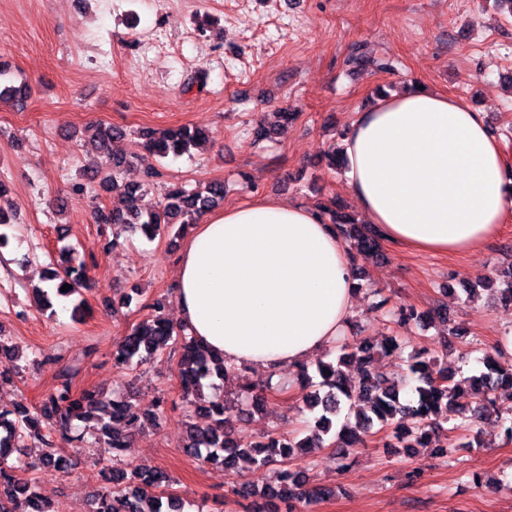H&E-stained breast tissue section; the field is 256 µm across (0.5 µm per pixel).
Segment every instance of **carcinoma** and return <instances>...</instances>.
I'll list each match as a JSON object with an SVG mask.
<instances>
[{
  "label": "carcinoma",
  "mask_w": 512,
  "mask_h": 512,
  "mask_svg": "<svg viewBox=\"0 0 512 512\" xmlns=\"http://www.w3.org/2000/svg\"><path fill=\"white\" fill-rule=\"evenodd\" d=\"M10 79L8 64L0 61V102L13 100L17 91L7 85ZM125 137L119 127L99 124L90 136L87 153L96 171H105V179L112 189L122 193L125 206L119 210L98 209L95 219L99 224L121 226L140 231L148 240L197 223L205 211L224 201V183L211 182L203 189L174 186L167 190L156 206L142 207V198L157 171L150 169L142 183L122 181L123 170L136 158V153H116L112 144ZM206 138L201 126H181L161 132L144 133L141 148L161 159L180 157ZM322 214L351 251L364 256H376L381 249V238L369 224H358L345 219L328 206ZM47 279L57 281L56 290L33 289V298L43 310H53L59 298L82 296L90 285L85 259L69 248L62 254L59 268ZM65 284L70 289L61 291ZM151 313L133 325L114 354V364L135 370L166 350L178 353L177 377L187 404L208 419L205 425H186L183 447L196 454L205 463H220L224 469L236 468L244 459L251 466H281L274 483L262 488L245 485L234 490L237 495L262 500L254 512H295L296 504L315 503L336 494L321 486H307L304 473L292 469V459L303 448H336L342 459L349 458L369 439L381 432H390L396 439L386 443L388 448L425 447L444 430L448 415L455 411L454 400L466 393L474 399L469 412L474 419L487 417L497 411L502 399H512V365L500 363L493 355L484 353V370L471 375L461 385L448 374V366L440 358L423 350L410 357L407 372L390 376L375 366L377 355H391L401 350L394 336H386L380 344L355 339L343 343L339 355L332 361H319L315 374L308 366L299 367L297 381L304 391L303 402L319 416L308 425L305 437L296 439L273 431L259 440L242 442L227 428L229 418L227 401L220 397L205 398L204 380L213 375H224L232 370L224 360L213 355L197 339L174 326L161 314V302L149 305ZM360 366L358 376L350 377L344 367L351 361ZM23 366L17 363L15 349L4 342L0 333V383L21 374ZM79 368L66 366L57 376L58 384L41 405L28 408L19 404L12 409H0V512H54L39 496L33 479L28 477L32 467L22 463L20 455L26 442L36 441L42 447L39 465L68 471L73 459L57 452L55 438L81 443L84 436L76 431L75 422L96 419L93 429L98 440L122 455H130L133 436L142 422H156L165 413V398L159 397L149 409H138L121 396L107 398L98 391L77 389L73 379ZM105 485L95 489L88 502V512H182L183 501L169 490L167 475L156 468H134L128 472L111 467L102 472Z\"/></svg>",
  "instance_id": "cac0c4a2"
}]
</instances>
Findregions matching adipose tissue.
<instances>
[{
  "label": "adipose tissue",
  "mask_w": 512,
  "mask_h": 512,
  "mask_svg": "<svg viewBox=\"0 0 512 512\" xmlns=\"http://www.w3.org/2000/svg\"><path fill=\"white\" fill-rule=\"evenodd\" d=\"M348 189L381 236L423 254L472 250L512 211V171L483 112L417 90L378 100L344 139ZM356 262L317 208L260 199L203 214L177 261L179 321L226 363L295 368L345 335Z\"/></svg>",
  "instance_id": "adipose-tissue-1"
}]
</instances>
